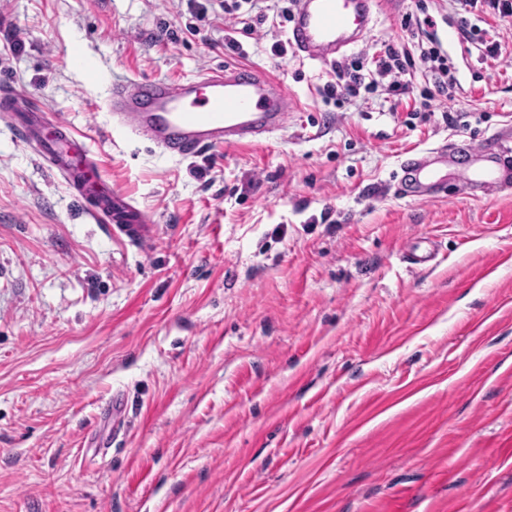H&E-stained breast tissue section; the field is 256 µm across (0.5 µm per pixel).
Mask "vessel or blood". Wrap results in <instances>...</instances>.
<instances>
[{"label":"vessel or blood","instance_id":"vessel-or-blood-1","mask_svg":"<svg viewBox=\"0 0 512 512\" xmlns=\"http://www.w3.org/2000/svg\"><path fill=\"white\" fill-rule=\"evenodd\" d=\"M374 0H296L288 43L302 58L333 64L363 42L373 28ZM296 103L284 83L262 68H208L192 79H131L109 90L113 133L146 140L178 159L205 148H234L281 131ZM0 115L31 145L89 215L110 231L141 241L151 230L147 214L120 191L104 187L98 161L78 151L72 129L13 91H0ZM396 180L405 195L432 199L456 181L471 196L512 187V166L485 147L468 150L459 167L447 148L420 153L401 166Z\"/></svg>","mask_w":512,"mask_h":512}]
</instances>
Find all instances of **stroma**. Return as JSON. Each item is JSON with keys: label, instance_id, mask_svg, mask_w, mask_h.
Here are the masks:
<instances>
[{"label": "stroma", "instance_id": "obj_1", "mask_svg": "<svg viewBox=\"0 0 512 512\" xmlns=\"http://www.w3.org/2000/svg\"><path fill=\"white\" fill-rule=\"evenodd\" d=\"M199 2L0 0V89L82 134L153 224L115 237L0 122V512H512V190L394 181L446 141L512 148V17L504 58L443 45L454 101L418 69L408 105L339 106L329 67L275 51L287 27ZM422 7L456 20L379 0L354 54L406 43ZM225 64L284 81L283 130L186 160L107 136L111 83Z\"/></svg>", "mask_w": 512, "mask_h": 512}]
</instances>
